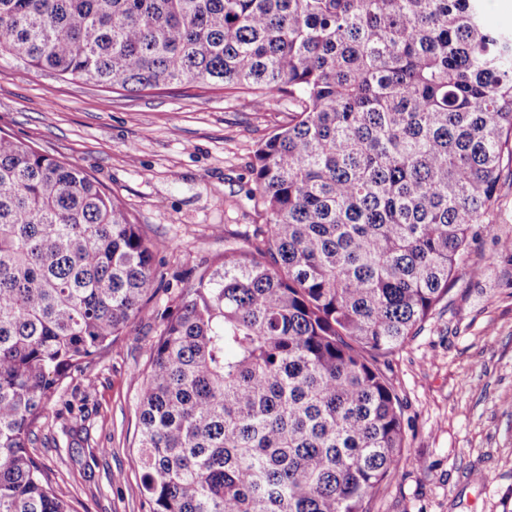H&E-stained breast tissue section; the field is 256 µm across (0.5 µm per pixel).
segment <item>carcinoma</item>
I'll return each mask as SVG.
<instances>
[{
	"mask_svg": "<svg viewBox=\"0 0 512 512\" xmlns=\"http://www.w3.org/2000/svg\"><path fill=\"white\" fill-rule=\"evenodd\" d=\"M2 56L106 89L288 98L250 165L265 223L178 287L134 373L142 490L150 512H371L404 448L380 359L495 223L512 32L482 0H0ZM176 249L0 135V512H71L33 427Z\"/></svg>",
	"mask_w": 512,
	"mask_h": 512,
	"instance_id": "cac0c4a2",
	"label": "carcinoma"
}]
</instances>
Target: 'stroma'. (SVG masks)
<instances>
[{"mask_svg":"<svg viewBox=\"0 0 512 512\" xmlns=\"http://www.w3.org/2000/svg\"><path fill=\"white\" fill-rule=\"evenodd\" d=\"M288 102L203 84L108 91L0 61V133L77 165L151 238L165 281L224 260L263 218L246 197L257 145ZM496 222L469 246L447 299L385 368L403 407L402 463L373 512H512V173ZM159 290L110 350L60 386L30 454L72 512H148L138 455L140 383L160 333Z\"/></svg>","mask_w":512,"mask_h":512,"instance_id":"1","label":"stroma"}]
</instances>
